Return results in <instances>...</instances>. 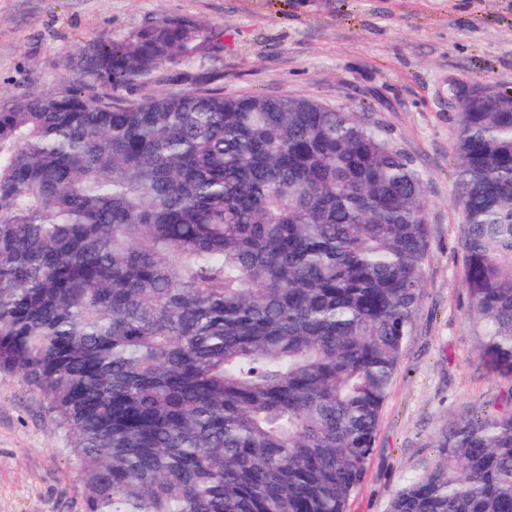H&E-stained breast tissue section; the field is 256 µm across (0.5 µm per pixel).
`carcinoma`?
Segmentation results:
<instances>
[{"label": "carcinoma", "instance_id": "carcinoma-1", "mask_svg": "<svg viewBox=\"0 0 512 512\" xmlns=\"http://www.w3.org/2000/svg\"><path fill=\"white\" fill-rule=\"evenodd\" d=\"M162 20L82 50L78 86L0 104V373L65 430L81 512H346L410 335L423 179L357 112L166 92ZM455 144L476 352L512 377V90ZM388 512H512V414L464 415Z\"/></svg>", "mask_w": 512, "mask_h": 512}]
</instances>
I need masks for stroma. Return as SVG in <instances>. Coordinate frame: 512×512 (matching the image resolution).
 Masks as SVG:
<instances>
[{"instance_id": "35a3bbf8", "label": "stroma", "mask_w": 512, "mask_h": 512, "mask_svg": "<svg viewBox=\"0 0 512 512\" xmlns=\"http://www.w3.org/2000/svg\"><path fill=\"white\" fill-rule=\"evenodd\" d=\"M201 29L195 61L165 64L120 98L209 89L296 96L363 113L423 176L424 292L348 512H387L435 440L466 413L512 412V378L476 355L451 85L512 88V0H0V92L95 87L84 46L161 20ZM68 439L19 375L0 373V512H80Z\"/></svg>"}]
</instances>
